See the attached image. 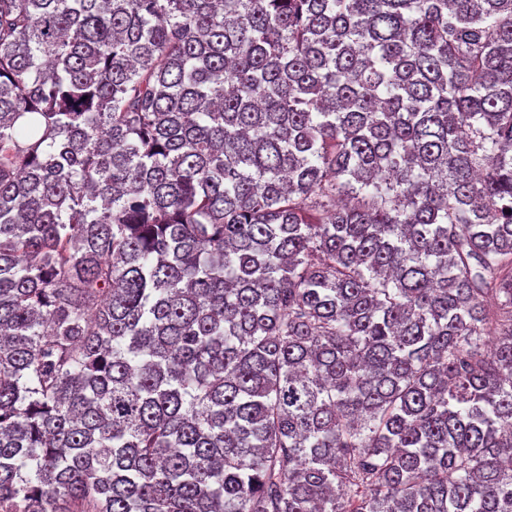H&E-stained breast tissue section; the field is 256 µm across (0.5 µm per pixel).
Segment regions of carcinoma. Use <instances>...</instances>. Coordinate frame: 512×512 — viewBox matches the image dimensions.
Here are the masks:
<instances>
[{
    "label": "carcinoma",
    "mask_w": 512,
    "mask_h": 512,
    "mask_svg": "<svg viewBox=\"0 0 512 512\" xmlns=\"http://www.w3.org/2000/svg\"><path fill=\"white\" fill-rule=\"evenodd\" d=\"M0 512H512V0H0Z\"/></svg>",
    "instance_id": "1"
}]
</instances>
